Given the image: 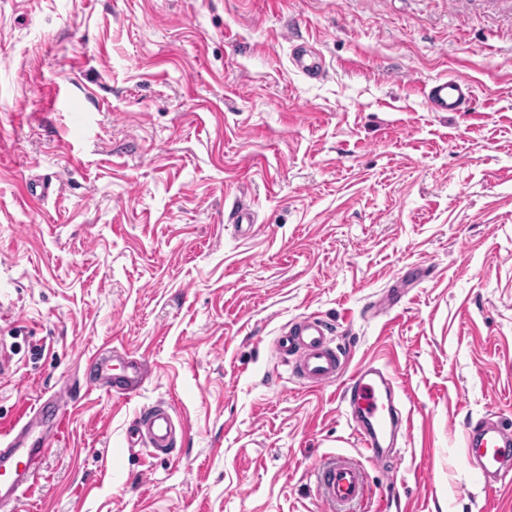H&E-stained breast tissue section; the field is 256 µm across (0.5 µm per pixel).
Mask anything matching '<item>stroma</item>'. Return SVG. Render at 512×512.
I'll return each mask as SVG.
<instances>
[{
  "mask_svg": "<svg viewBox=\"0 0 512 512\" xmlns=\"http://www.w3.org/2000/svg\"><path fill=\"white\" fill-rule=\"evenodd\" d=\"M445 75L468 111L428 110ZM242 206L259 232L228 224ZM305 316L410 414L361 512L391 485L411 512H512L461 435L512 423V0H0V423L101 348L157 366L82 394L15 512H323L314 466L362 450L337 387L275 363ZM159 400L165 458L125 441ZM294 66L311 79H320L324 75V68L318 54L306 46H296L292 53ZM421 93L432 112H465L473 99L471 83L459 76L441 77L424 84Z\"/></svg>",
  "mask_w": 512,
  "mask_h": 512,
  "instance_id": "obj_1",
  "label": "stroma"
}]
</instances>
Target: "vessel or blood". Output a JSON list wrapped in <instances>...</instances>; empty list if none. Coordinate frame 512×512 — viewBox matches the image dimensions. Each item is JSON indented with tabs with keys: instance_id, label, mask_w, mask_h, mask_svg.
I'll return each mask as SVG.
<instances>
[{
	"instance_id": "obj_1",
	"label": "vessel or blood",
	"mask_w": 512,
	"mask_h": 512,
	"mask_svg": "<svg viewBox=\"0 0 512 512\" xmlns=\"http://www.w3.org/2000/svg\"><path fill=\"white\" fill-rule=\"evenodd\" d=\"M294 66L312 79L322 78L321 58L311 48L296 46ZM427 108L433 112H463L473 99L471 83L459 76L438 78L421 88ZM279 364L307 388L334 384L341 387V401L350 410L347 421L368 460H384L383 443L407 416L395 404V379L387 366L369 360L349 367V356L336 345L331 325L308 316L288 324L273 341ZM156 367L146 356L112 350L88 358L84 364L87 385L112 395L138 394L154 376ZM71 392H54L36 405L20 410L14 420L0 427V512L29 492L54 432L65 423ZM178 420L172 407L155 402L134 420L127 435L129 447L147 449L153 455L170 453L176 446ZM467 454L477 460V469L488 488H496L512 476V426L485 419L464 426ZM319 497L325 512H343L369 494L366 471L359 462L337 456L319 465Z\"/></svg>"
}]
</instances>
